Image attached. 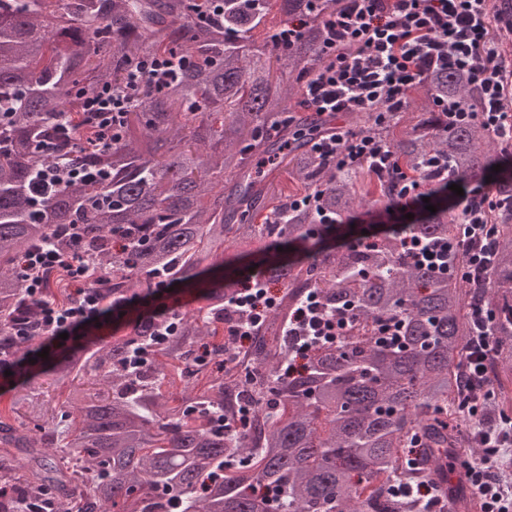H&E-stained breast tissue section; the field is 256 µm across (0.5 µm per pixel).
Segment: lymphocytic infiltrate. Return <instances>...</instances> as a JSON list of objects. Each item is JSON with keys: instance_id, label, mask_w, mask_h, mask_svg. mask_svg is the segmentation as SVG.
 Wrapping results in <instances>:
<instances>
[{"instance_id": "1", "label": "lymphocytic infiltrate", "mask_w": 512, "mask_h": 512, "mask_svg": "<svg viewBox=\"0 0 512 512\" xmlns=\"http://www.w3.org/2000/svg\"><path fill=\"white\" fill-rule=\"evenodd\" d=\"M325 28L322 52L326 61L304 92L306 110L332 115L369 112L383 119L402 107L410 89L427 82L434 67L449 66L477 88L476 117L494 141L512 144V56L503 50L506 37L512 36V27L502 28L501 14L492 0H344L341 9L327 16ZM174 75L170 62L148 58L126 73L122 88L108 86L87 98L84 110L99 147L111 146L119 133L118 119L134 102L137 92ZM313 147L323 162L340 169L357 165L380 171L395 164L394 152L387 143L352 128L316 139ZM493 192L492 183L482 180L471 188L469 200L458 202L461 234L456 247L417 239L412 243L416 258L423 261L437 255L443 269L466 282L480 276L494 249L495 228L488 219L495 205ZM71 239L69 252L57 251L47 240L22 257L23 267L33 272L25 292L38 309L36 326L51 342L63 333H89L96 320L107 315L100 291L87 285L92 263L81 247L79 234H72ZM457 248L467 255L465 264L455 262L453 251ZM61 268L66 270L73 290L72 301L65 305L50 300L44 286L45 274ZM274 304L260 279L234 299L238 316L228 321L226 331L236 347L225 351V362L235 361L239 351L248 347L260 330L265 310ZM493 321L487 306L480 302L473 305L466 381L483 386L488 399L494 392L485 386L484 361L494 345ZM347 324L346 315L325 309L317 298H306L286 331L294 342L295 362H304L321 345L337 342ZM33 327L17 323L15 334L31 336ZM466 410L471 423L481 426L480 404L467 405ZM480 442L479 457L462 463L470 487L481 498L483 512H512V500L498 494L491 476L502 449L512 444V416L502 415L498 425L482 428Z\"/></svg>"}]
</instances>
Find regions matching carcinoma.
<instances>
[{
  "instance_id": "carcinoma-1",
  "label": "carcinoma",
  "mask_w": 512,
  "mask_h": 512,
  "mask_svg": "<svg viewBox=\"0 0 512 512\" xmlns=\"http://www.w3.org/2000/svg\"><path fill=\"white\" fill-rule=\"evenodd\" d=\"M336 2L224 0L222 15L202 21L210 0H0V354L20 380L13 417L0 416V512H22L24 502L34 512H422L417 497L391 492L410 482L418 457L430 463L434 495L455 496L448 454L470 447L456 395L475 289L415 260L406 240L459 237L451 192L428 158L446 159L465 190L502 160L478 120L448 124L435 101L471 105L476 94L439 67L417 107L383 122L360 114L358 129L392 147L395 168L326 167L313 139L333 136L336 124L302 99L325 61L322 15ZM292 21L303 29L276 48ZM145 55L169 59L177 80L142 93L102 152L83 99L121 86ZM59 158L107 178L46 187ZM405 175L423 181L436 212L400 219L394 200ZM493 176L498 233L480 292L495 313L491 404L504 413L512 173ZM369 203L394 220L381 237L351 225ZM319 209L336 223H318ZM71 224L94 256L92 281L102 278L112 305L107 321L129 332L93 348L72 336L39 357L30 349L43 337L22 345L11 336L18 318L36 319L20 257L51 236L69 249ZM241 244L253 259L211 282L203 306H169L176 286L196 285ZM256 274L282 289L259 334L226 364L224 345L210 339L232 314L224 304ZM311 293L338 312L353 306L351 322L339 344L290 369L285 325ZM396 323L400 335L382 340ZM148 345L151 360L128 370L129 353ZM172 367L183 384L174 406L162 391ZM43 375L64 400L36 387ZM247 400L251 427L227 431Z\"/></svg>"
}]
</instances>
